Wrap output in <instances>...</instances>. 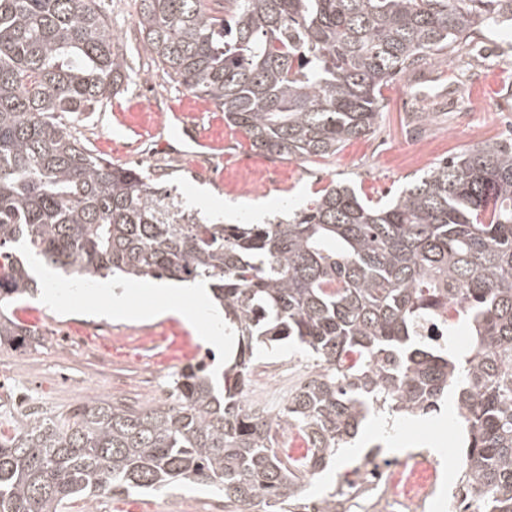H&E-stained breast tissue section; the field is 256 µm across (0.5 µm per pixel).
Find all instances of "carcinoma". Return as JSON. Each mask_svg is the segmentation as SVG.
<instances>
[{
	"label": "carcinoma",
	"mask_w": 512,
	"mask_h": 512,
	"mask_svg": "<svg viewBox=\"0 0 512 512\" xmlns=\"http://www.w3.org/2000/svg\"><path fill=\"white\" fill-rule=\"evenodd\" d=\"M510 21L512 0H137L136 12L157 69L251 150L300 161L370 134L384 87ZM118 39L101 0H0V347L39 342L9 310L38 293L30 253L87 283H206L239 351L220 379L185 365L169 402L87 397L0 424V512L188 484L288 512L370 414L438 412L450 391L474 512H512V139L447 157L386 200L338 183L286 219L213 223L65 121L128 83ZM461 319L462 356L422 334ZM284 343L316 375L263 419L244 405L249 373ZM281 423L304 457L278 452Z\"/></svg>",
	"instance_id": "cac0c4a2"
}]
</instances>
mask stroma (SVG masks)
I'll list each match as a JSON object with an SVG mask.
<instances>
[{"mask_svg": "<svg viewBox=\"0 0 512 512\" xmlns=\"http://www.w3.org/2000/svg\"><path fill=\"white\" fill-rule=\"evenodd\" d=\"M133 81L101 109L82 115L76 132L95 153L116 164H140L153 178L177 186L192 205L201 193L231 201L257 204L258 222L287 217L305 206L318 191L339 180L354 181L363 196L378 199L395 192L411 177L438 160L469 147L502 138L504 123L512 119V28L485 32L462 51V58L445 65L427 66L420 80L397 78L382 91L386 107L372 133L351 141L336 155L306 162L281 160L252 151L247 140L224 122L211 101L186 93L162 75L143 48L135 24L134 0H104ZM480 106V113L454 107V99ZM180 110L188 122L202 121L213 139L223 141V152L185 155L162 148L174 141L172 113ZM427 111L429 117L416 138L428 148L424 159L408 151L411 136L408 115ZM158 142L148 161L138 159L144 140ZM43 288L59 295L55 305L34 299L21 304L16 316L34 321L41 338L36 347L0 348V380L18 382L21 394L40 399L45 413L68 412L84 397L87 383H96L103 399L149 406L158 403L147 385L144 360L154 369L175 375L182 364L166 358L165 348L140 346L138 339L153 335L160 323L149 311L158 298L126 282L127 314L118 316L98 288L74 290L59 271H42ZM86 337L81 348H66L56 340L57 330ZM453 402L441 413L425 417H374L376 433L385 438L386 455L404 457L409 449L426 446L448 449V422L455 419ZM213 495L202 486L175 490L137 491L128 495L101 494L91 503L93 512H178L192 502L195 512H210Z\"/></svg>", "mask_w": 512, "mask_h": 512, "instance_id": "35a3bbf8", "label": "stroma"}]
</instances>
